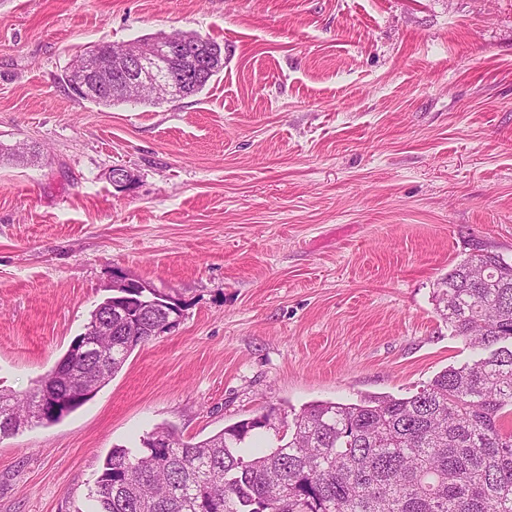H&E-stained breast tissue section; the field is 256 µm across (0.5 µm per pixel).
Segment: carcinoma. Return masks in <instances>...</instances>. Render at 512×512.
I'll use <instances>...</instances> for the list:
<instances>
[{
	"label": "carcinoma",
	"instance_id": "1",
	"mask_svg": "<svg viewBox=\"0 0 512 512\" xmlns=\"http://www.w3.org/2000/svg\"><path fill=\"white\" fill-rule=\"evenodd\" d=\"M210 76L224 51L203 40ZM440 282L438 302L455 335L476 350L491 349L450 368L405 398L358 403L317 401L294 414L286 431L261 447L252 437L260 417L229 425L205 440L183 441L158 426L141 447H115L93 495L100 512H512V263L478 248ZM163 294L128 289L104 300L129 314L158 310ZM99 352L67 350L24 395L0 390V434L13 436L44 411L53 421L89 400L74 389L93 372L106 386L148 336H107ZM166 447H157V437Z\"/></svg>",
	"mask_w": 512,
	"mask_h": 512
}]
</instances>
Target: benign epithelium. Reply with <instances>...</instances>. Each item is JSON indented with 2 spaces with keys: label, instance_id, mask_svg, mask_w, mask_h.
Returning a JSON list of instances; mask_svg holds the SVG:
<instances>
[{
  "label": "benign epithelium",
  "instance_id": "1",
  "mask_svg": "<svg viewBox=\"0 0 512 512\" xmlns=\"http://www.w3.org/2000/svg\"><path fill=\"white\" fill-rule=\"evenodd\" d=\"M210 56L202 44L188 33L179 38L162 34L147 41L125 44L112 49V55L99 57L91 68L80 67L78 91L91 96L126 93L134 86L153 87L161 99L181 97L186 89L208 74ZM172 301L163 302L161 313L141 317L143 328L161 336L177 326L182 311H172Z\"/></svg>",
  "mask_w": 512,
  "mask_h": 512
}]
</instances>
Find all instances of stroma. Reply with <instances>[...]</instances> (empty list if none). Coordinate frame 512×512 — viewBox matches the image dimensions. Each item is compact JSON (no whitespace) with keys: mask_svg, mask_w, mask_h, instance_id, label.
I'll return each mask as SVG.
<instances>
[{"mask_svg":"<svg viewBox=\"0 0 512 512\" xmlns=\"http://www.w3.org/2000/svg\"><path fill=\"white\" fill-rule=\"evenodd\" d=\"M176 31L224 50L198 94L105 106L63 80ZM478 245L512 259V0H0V388H34L115 272L183 309L0 440V512H98L113 446L163 424L196 442L412 395L475 357L435 292Z\"/></svg>","mask_w":512,"mask_h":512,"instance_id":"obj_1","label":"stroma"}]
</instances>
